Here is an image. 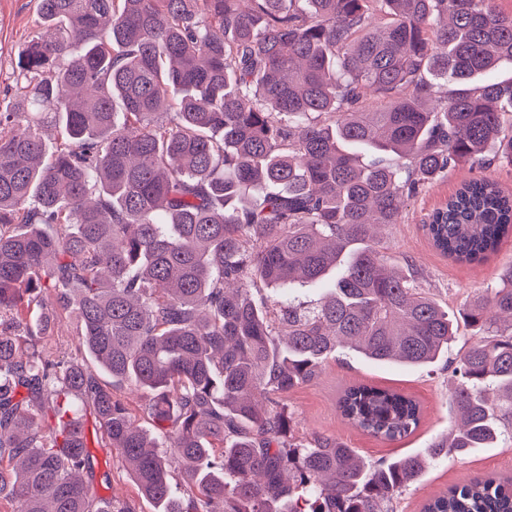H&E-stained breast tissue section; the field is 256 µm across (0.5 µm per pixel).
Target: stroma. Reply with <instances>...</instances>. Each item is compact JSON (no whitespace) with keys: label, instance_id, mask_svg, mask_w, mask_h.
<instances>
[{"label":"stroma","instance_id":"35a3bbf8","mask_svg":"<svg viewBox=\"0 0 512 512\" xmlns=\"http://www.w3.org/2000/svg\"><path fill=\"white\" fill-rule=\"evenodd\" d=\"M37 0H0V90L11 83L17 55L37 32ZM469 167L450 169L417 197L406 202L404 221L383 232L381 249L391 264L412 267L419 288L442 305L455 320V348L474 344L477 337L463 320L461 311L471 300L485 296L496 286L500 267L512 263V237L503 241L498 253L480 266L460 265L437 253L430 245L423 222L441 207L460 182L473 177ZM52 358L83 360L75 316H59L50 336ZM369 381L401 389L416 397L424 408L420 429L405 440L382 443L346 423L336 411V395L342 387ZM448 371L444 362L426 367L376 364L355 353L340 351L325 364L320 376L285 395L281 405L294 422V435L308 439L321 435L355 448L365 459H391L428 448L435 437L451 426ZM100 470L110 475L106 485H96L97 495L129 502L135 512H153L151 503L140 498L120 456L109 448H94ZM494 473L512 477V442L499 441L494 448H478L467 455H451L431 462L422 480L398 495L395 512H422L424 502L474 475Z\"/></svg>","mask_w":512,"mask_h":512}]
</instances>
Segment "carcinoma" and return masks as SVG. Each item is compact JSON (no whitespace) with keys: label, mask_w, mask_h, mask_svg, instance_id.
<instances>
[{"label":"carcinoma","mask_w":512,"mask_h":512,"mask_svg":"<svg viewBox=\"0 0 512 512\" xmlns=\"http://www.w3.org/2000/svg\"><path fill=\"white\" fill-rule=\"evenodd\" d=\"M38 13L0 100V504L134 512L93 490L89 416L155 512H394L426 458L297 440L280 398L339 349L408 365L448 353V311L386 268L374 229L451 168L512 166V77L494 76L512 62V16L495 0H39ZM423 229L481 265L512 236V195L472 177ZM498 281L464 305L479 340L447 361L456 420L432 460L512 440V264ZM297 282L327 296L304 311L258 288ZM46 289L55 306L23 324ZM60 313L95 368L45 354ZM101 371L144 392L155 434ZM336 410L383 442L423 419L369 383ZM423 512H512V478L453 484Z\"/></svg>","instance_id":"obj_1"}]
</instances>
